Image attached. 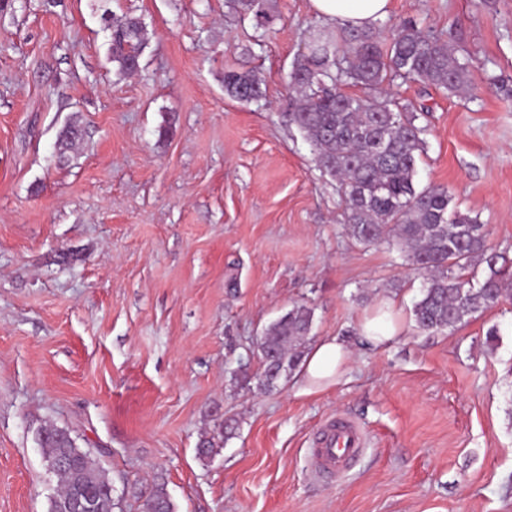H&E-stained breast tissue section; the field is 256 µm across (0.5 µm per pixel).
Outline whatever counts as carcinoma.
Wrapping results in <instances>:
<instances>
[{
	"mask_svg": "<svg viewBox=\"0 0 512 512\" xmlns=\"http://www.w3.org/2000/svg\"><path fill=\"white\" fill-rule=\"evenodd\" d=\"M229 9L252 16L262 42L272 17L267 0H227ZM386 30L382 42L376 32ZM147 40L138 18L112 23L111 59L121 75L133 73ZM288 77V122L312 147L319 170L333 178L344 200V223L364 244L395 241L407 262L424 276L413 308L418 328L439 332L483 313L512 295V261L487 245L484 224L458 210L440 186L416 187L417 162L426 152L427 128L420 116L388 97L385 85L418 79L457 96L469 84V63L447 40L413 20L391 18L360 30L340 27L339 38L319 37ZM264 79L254 71H224V92L250 103L263 96ZM359 87L365 95L345 91ZM312 309L293 306L258 342L263 371L258 383L272 388L296 369L312 328ZM37 444L59 487L48 512H115L112 482L89 451L64 427L41 429ZM142 512H174L158 484Z\"/></svg>",
	"mask_w": 512,
	"mask_h": 512,
	"instance_id": "carcinoma-1",
	"label": "carcinoma"
}]
</instances>
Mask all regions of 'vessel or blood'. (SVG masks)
Segmentation results:
<instances>
[{
	"label": "vessel or blood",
	"instance_id": "vessel-or-blood-1",
	"mask_svg": "<svg viewBox=\"0 0 512 512\" xmlns=\"http://www.w3.org/2000/svg\"><path fill=\"white\" fill-rule=\"evenodd\" d=\"M365 444V434L358 424L341 416L330 418L309 450L312 465L317 473L343 476Z\"/></svg>",
	"mask_w": 512,
	"mask_h": 512
}]
</instances>
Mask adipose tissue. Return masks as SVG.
Wrapping results in <instances>:
<instances>
[{"mask_svg": "<svg viewBox=\"0 0 512 512\" xmlns=\"http://www.w3.org/2000/svg\"><path fill=\"white\" fill-rule=\"evenodd\" d=\"M313 10L350 27L362 28L385 17L390 0H310ZM352 349L339 336L321 338L306 354L300 368L301 392L313 393L339 382L349 370Z\"/></svg>", "mask_w": 512, "mask_h": 512, "instance_id": "obj_1", "label": "adipose tissue"}]
</instances>
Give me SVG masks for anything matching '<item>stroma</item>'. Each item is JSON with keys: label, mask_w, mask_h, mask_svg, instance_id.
I'll return each mask as SVG.
<instances>
[{"label": "stroma", "mask_w": 512, "mask_h": 512, "mask_svg": "<svg viewBox=\"0 0 512 512\" xmlns=\"http://www.w3.org/2000/svg\"><path fill=\"white\" fill-rule=\"evenodd\" d=\"M268 9L261 47L225 0H0V512H47V423L91 451L122 512L158 482L175 512H512V296L418 330L422 278L397 245L349 235L285 117L289 72L335 24L310 0ZM106 13L143 19L136 73L117 75ZM388 15L470 59L464 95L388 93L429 128L417 186L447 188L512 257V100L496 85L512 86V0H391ZM229 66L259 71L265 98L226 96ZM69 125L82 137L65 149ZM388 297L403 331L376 348L357 325ZM297 303L311 342L346 338L354 360L316 393L292 376L265 390L257 344ZM337 414L367 445L336 482L308 450ZM223 423L232 436L200 457Z\"/></svg>", "instance_id": "1"}]
</instances>
